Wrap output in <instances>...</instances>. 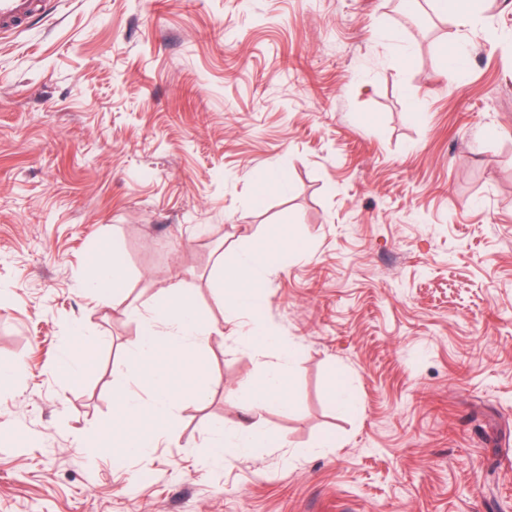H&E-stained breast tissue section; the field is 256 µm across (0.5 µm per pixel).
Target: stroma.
<instances>
[{
  "label": "stroma",
  "mask_w": 512,
  "mask_h": 512,
  "mask_svg": "<svg viewBox=\"0 0 512 512\" xmlns=\"http://www.w3.org/2000/svg\"><path fill=\"white\" fill-rule=\"evenodd\" d=\"M115 233L112 309L84 280ZM289 237L258 295L295 352L288 411L256 420L285 445L210 462L206 430L234 433L278 361L226 321L212 252ZM175 278L221 329L209 393L175 382L172 439L120 465L91 436L128 309ZM78 327L98 363L72 386ZM19 359L0 512H512V0L420 37L390 0H50L0 32V366Z\"/></svg>",
  "instance_id": "35a3bbf8"
}]
</instances>
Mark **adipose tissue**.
<instances>
[{"label":"adipose tissue","mask_w":512,"mask_h":512,"mask_svg":"<svg viewBox=\"0 0 512 512\" xmlns=\"http://www.w3.org/2000/svg\"><path fill=\"white\" fill-rule=\"evenodd\" d=\"M274 261V252L263 247L244 252L230 266L225 265L223 260H216L213 286L225 311L258 321V292ZM126 269L125 242L119 236H112L105 249L92 254L88 260L85 281L88 291L101 305H118L125 286ZM240 339L243 345L252 349H278L280 362L276 368L265 372L260 387L254 390L245 405V420L233 435H225L220 428L208 431L210 459L214 462L223 461L230 454H250L259 448H275L282 444L281 438L276 434L259 431L253 418L271 403L277 404L281 409H288L290 401L286 386L293 353L290 348L281 346L279 337L268 330L251 328L242 331Z\"/></svg>","instance_id":"adipose-tissue-1"}]
</instances>
